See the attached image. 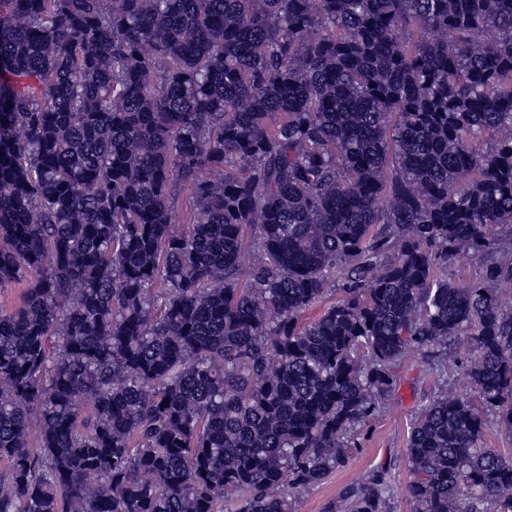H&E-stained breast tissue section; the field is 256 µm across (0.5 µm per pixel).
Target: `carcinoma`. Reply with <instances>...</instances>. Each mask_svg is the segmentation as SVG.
<instances>
[{
  "instance_id": "carcinoma-1",
  "label": "carcinoma",
  "mask_w": 512,
  "mask_h": 512,
  "mask_svg": "<svg viewBox=\"0 0 512 512\" xmlns=\"http://www.w3.org/2000/svg\"><path fill=\"white\" fill-rule=\"evenodd\" d=\"M503 226L512 0H0V512H290L410 351L477 399L410 423L415 512H512ZM448 279L456 285H466L477 280L482 273V265L476 260H455L448 266ZM487 426L484 434V445L487 448H498L508 452L512 448V437L496 424V416L492 413L485 415Z\"/></svg>"
}]
</instances>
